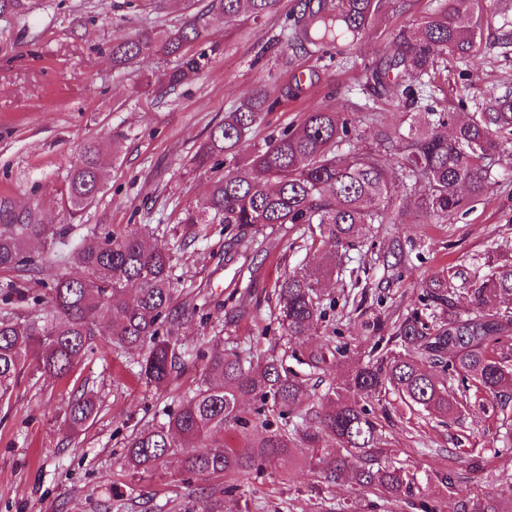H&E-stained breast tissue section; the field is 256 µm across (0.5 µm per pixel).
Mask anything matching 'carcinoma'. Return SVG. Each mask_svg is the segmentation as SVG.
I'll return each instance as SVG.
<instances>
[{"label":"carcinoma","instance_id":"obj_1","mask_svg":"<svg viewBox=\"0 0 512 512\" xmlns=\"http://www.w3.org/2000/svg\"><path fill=\"white\" fill-rule=\"evenodd\" d=\"M390 0H297L289 15L288 48L314 56L321 48L350 49L385 14ZM38 0H0V18L33 12ZM280 0H210L209 13L231 21L241 13L254 21L278 12ZM201 16L186 15L169 30L121 35L112 42V63L128 65L143 55L173 58V68L155 80L175 87L197 75L218 47L196 49ZM482 0H448L423 18L411 32L393 33L387 54L369 69L367 78L380 96L400 108L419 106L416 84L431 77L436 63L465 59L480 49L484 27ZM280 103L262 90L244 99L214 126L192 157L194 169L224 173L211 178L204 202L182 211L180 223L203 232V224H319L335 250L314 272L295 271L279 285V322L291 337L303 335L320 316L317 284L336 269V250L352 241L365 224H402L401 194L431 219H445L463 207L465 188L472 196L487 192L492 160L500 148L498 135H512V93L496 98L493 112H474L450 135L440 132L445 116L426 108L427 120L407 133L379 131L381 148L344 145L362 138L360 120L345 112L318 109L303 121L250 144L253 127ZM100 144L84 145L70 166L65 201L72 215L87 208L104 187ZM145 224L136 229L104 226L76 246L72 271L49 289L52 316L35 315L23 323L0 320V401L10 400L19 377L31 369L64 378L78 362L94 353L100 327L119 347L139 348L140 375L157 386L168 383L184 365L186 351L178 330L191 312L179 303L173 255L153 247ZM32 239L43 241L44 258L55 255L64 232L45 224H8L0 229V270L33 271L26 251ZM443 270L423 284L432 310L430 322L418 310L398 318L387 343L392 349L352 368L342 381L315 399L307 380L272 356L253 362L240 353L213 351L204 363V378L193 394L167 414V421L129 438L125 464L136 472L178 459L184 471L230 478L259 474L275 459L305 453L318 461L320 478L329 482L352 475L365 491L399 502L423 495L416 479L379 447L378 422L367 408L393 391L418 412L457 419L472 404L490 402L501 411L512 406V352L505 351L512 330V259L488 265L477 283H456ZM467 292L476 314L463 315L455 298ZM342 351L323 344L308 351L305 365L314 371L328 366ZM442 366L460 377L457 389L431 373ZM254 400L253 415L241 413L240 402ZM96 396L83 392L68 398L66 420L80 431L96 415ZM262 432L243 448L224 447V428ZM327 437L334 448H320ZM447 491L462 492L451 469L433 472ZM234 485L215 488L202 512H224V496ZM462 512H512V489L483 499L462 501Z\"/></svg>","mask_w":512,"mask_h":512}]
</instances>
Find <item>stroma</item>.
<instances>
[{
    "label": "stroma",
    "instance_id": "obj_1",
    "mask_svg": "<svg viewBox=\"0 0 512 512\" xmlns=\"http://www.w3.org/2000/svg\"><path fill=\"white\" fill-rule=\"evenodd\" d=\"M210 0H194L202 13L198 44L216 46L191 81L166 88L156 74L173 60L144 56L112 65L113 40L124 33L179 25L180 6L166 12L127 8L126 0H41L23 19H0V225L24 218L66 231L67 245L40 262L35 274L0 270V290L13 285L43 291L71 263L68 246L103 225H151L153 246L172 249L180 300L193 309L180 334L192 355L173 380L158 388L140 380L139 351L99 341L66 379L25 373L10 403L0 405V512H201L206 495L222 485L217 476L189 474L176 462L135 473L123 464L124 443L136 430L167 419L201 383L197 354L209 349L243 352L252 360L288 356L327 342L348 349L323 373L336 382L386 342L373 322L391 326L422 305V283L454 268L467 282L487 273L486 260L512 255V140L505 141L484 195L466 198L459 212L439 224L416 215L405 223L365 225L342 250L335 274L318 283L324 316L302 336L279 327L277 284L301 268H314L331 245L316 224L255 225L233 231L206 225L192 238L178 222L180 210L206 197L209 175L194 171L191 158L210 130L243 98L262 89L277 95L295 77L303 93L266 115L253 133L263 141L301 123L308 112L332 108L360 113V149L375 145L378 125L401 127L392 105L373 103L365 68L385 53L394 29L416 28L439 0H402L389 8L377 34L360 39L346 54L290 57L285 18L295 0H281L277 13L255 21L207 17ZM435 107L458 119L488 111L495 96L512 89V44L500 45L496 29L483 33L481 49L466 59L441 62L433 77ZM118 150H111V141ZM103 143L106 184L81 218L63 203L66 176L83 145ZM400 240L404 264L391 267L386 254ZM92 391L100 409L93 422L71 434L65 422L69 395ZM382 447L405 470L425 481L452 466L465 476L469 496L494 494L512 476V415L474 406L458 420L410 410L394 393L370 404ZM224 499V512H387L378 495L360 490L350 476L320 480L303 454L275 462L261 475H244Z\"/></svg>",
    "mask_w": 512,
    "mask_h": 512
}]
</instances>
